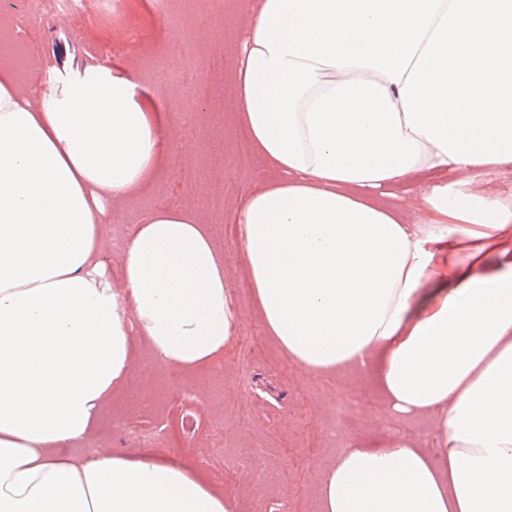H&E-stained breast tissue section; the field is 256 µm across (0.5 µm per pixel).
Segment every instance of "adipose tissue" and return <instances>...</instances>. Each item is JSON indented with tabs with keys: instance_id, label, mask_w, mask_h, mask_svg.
Segmentation results:
<instances>
[{
	"instance_id": "1",
	"label": "adipose tissue",
	"mask_w": 512,
	"mask_h": 512,
	"mask_svg": "<svg viewBox=\"0 0 512 512\" xmlns=\"http://www.w3.org/2000/svg\"><path fill=\"white\" fill-rule=\"evenodd\" d=\"M232 113L276 172L236 211L253 301L312 374L373 372L390 414L434 412L437 457L351 445L320 512H512V266L436 288L434 244L512 233V191L412 183L512 167V0H249ZM0 67V512H234L166 455L64 457L132 369L186 371L237 331L196 210L133 228L112 286L102 225L172 148L173 107L131 69L40 85ZM405 185L415 222L380 204Z\"/></svg>"
}]
</instances>
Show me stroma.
<instances>
[{
	"mask_svg": "<svg viewBox=\"0 0 512 512\" xmlns=\"http://www.w3.org/2000/svg\"><path fill=\"white\" fill-rule=\"evenodd\" d=\"M29 2L0 0V39L16 41L17 54L35 61L33 79L40 84L92 64L151 73L160 64H173L171 47L194 33L210 45L209 76L200 96H187L177 85L167 93L178 112L193 113V121L174 129L175 146L162 154L160 176L120 209L117 222L103 226L102 241L112 260V281L122 286L127 235L145 213L198 205L206 219L220 191L223 221L211 231L224 246L225 274L247 280L236 246L240 227L234 208L275 173L255 153H239L243 132L229 111L234 53L246 18L229 12L216 16L206 8L192 12L187 23L165 24L155 18L152 0H128L125 24L90 47L86 32L98 19L95 7L63 18L49 15L26 30L22 24ZM506 249L512 251V239L482 250L469 242L439 250L436 276L451 279L482 258L496 262ZM237 336L221 361L191 374L155 363L144 345H136L128 382L106 401L86 441L63 448V455L170 453L196 467L234 502L235 512H319L316 482L348 445L382 447L404 438L431 455L439 448L435 415L393 417L372 376L346 373L324 380L310 373L267 336L247 294L240 300ZM250 336L262 342L243 380L238 372L241 342ZM185 413L196 421L189 434L180 428Z\"/></svg>",
	"mask_w": 512,
	"mask_h": 512,
	"instance_id": "stroma-1",
	"label": "stroma"
}]
</instances>
